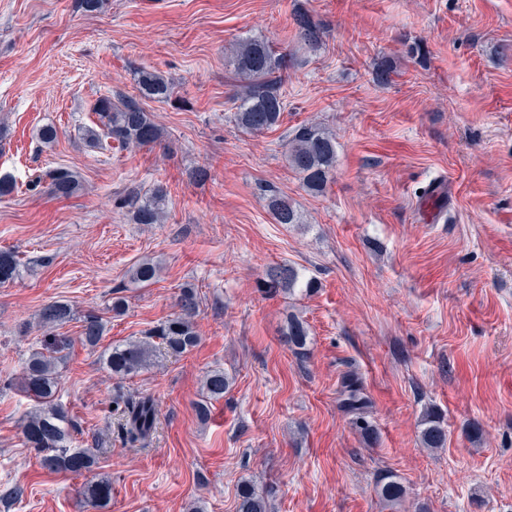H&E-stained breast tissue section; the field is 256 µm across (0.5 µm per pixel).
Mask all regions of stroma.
Instances as JSON below:
<instances>
[{"mask_svg": "<svg viewBox=\"0 0 512 512\" xmlns=\"http://www.w3.org/2000/svg\"><path fill=\"white\" fill-rule=\"evenodd\" d=\"M299 14L320 28L315 49L300 43ZM245 37L290 59L281 121L258 135L232 121L240 81L225 55ZM139 67L177 85L142 103L161 144L86 147L94 103L134 94ZM307 121L336 134L319 194L283 156ZM46 125L49 146L36 137ZM58 167L81 178L66 199L44 179ZM440 175L454 207L422 223L415 200ZM0 179L17 185L0 197V250L25 265L0 285V512H94L82 490L103 476L106 512H237L245 481L268 512H384L375 485L388 471L406 489L399 512H512V0H107L97 14L79 0H0ZM157 185L163 223H134L128 192ZM272 190L304 224L274 222ZM145 260L157 280L130 284ZM274 264L316 288H265ZM186 287L199 343L111 375L103 348L173 316ZM56 300L75 316L51 331L38 313ZM90 314L106 325L94 349L77 341ZM292 314L309 328L301 351L284 342ZM51 334L74 340L59 399L77 442L101 449L79 474L44 469L21 433L36 407L23 367ZM215 368L233 384L203 418ZM349 375L375 439L341 405ZM143 395L156 429L132 442L121 412ZM429 408L448 431L438 449L420 441Z\"/></svg>", "mask_w": 512, "mask_h": 512, "instance_id": "stroma-1", "label": "stroma"}]
</instances>
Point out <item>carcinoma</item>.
I'll return each instance as SVG.
<instances>
[{
	"instance_id": "cac0c4a2",
	"label": "carcinoma",
	"mask_w": 512,
	"mask_h": 512,
	"mask_svg": "<svg viewBox=\"0 0 512 512\" xmlns=\"http://www.w3.org/2000/svg\"><path fill=\"white\" fill-rule=\"evenodd\" d=\"M299 38L304 45L312 47L320 40L319 27L306 15L297 18ZM230 66L245 83V91L234 99L233 121L237 128L259 134L278 125L285 111L282 85L288 70V55L279 53L264 39H247L235 44ZM135 82L139 95L146 99L168 101L175 94L174 82L154 69L139 68L135 71ZM93 111L98 123L85 126L83 140L96 147L111 140L122 147L138 148L161 142L163 130L154 122L140 102L131 96L117 93L116 97L97 99ZM286 158L311 192L323 190L328 176L336 164V137L333 132L318 122H307L298 126L289 136ZM52 193L67 198L79 187L78 175L70 169L60 167L49 172ZM267 208L277 224H302L303 215L285 195L275 191L266 197ZM166 190L158 185L149 193H137L132 200L134 221L137 224H158L165 216ZM22 271L18 257L10 251H0V284L12 282ZM159 266L142 262L132 269L131 279L145 284L158 277ZM266 286L275 291L292 292L296 289L310 292L316 288V280L304 275L298 268L278 264L266 271ZM180 313L168 318L149 330L145 339L113 345L103 353L102 362L114 376L125 378L139 373L153 362L155 346L152 338L160 340V346L171 355H182L198 344L194 316L197 296L192 288H185L179 299ZM74 316L70 304L54 301L44 305L39 312V322L51 329L70 321ZM105 325L96 315L89 314L83 320L80 341L91 347L103 338ZM309 336L303 321L290 317L285 332L289 346L306 347ZM72 339L59 336L52 346L33 351L23 370V387L32 396L38 408L26 415L21 424L28 447L37 451L43 468L53 472L80 473L95 464V454L90 448L73 447L72 429L68 411L58 403L59 367ZM230 386L224 370H209L203 379L206 397L218 399ZM340 394L344 409L355 415V425L368 436L374 435L372 425L365 419L368 407L363 386L357 378H345ZM156 407L153 399L142 397L122 412L123 429L134 441L148 439L156 426ZM444 420L435 410L424 412L421 425V443L426 448H442L447 440ZM377 493L386 508H392L405 495L398 477L382 474L376 483ZM85 498L95 507L104 509L112 500V481L104 476L84 490ZM239 512H267L265 497L256 492L249 483L239 490Z\"/></svg>"
}]
</instances>
